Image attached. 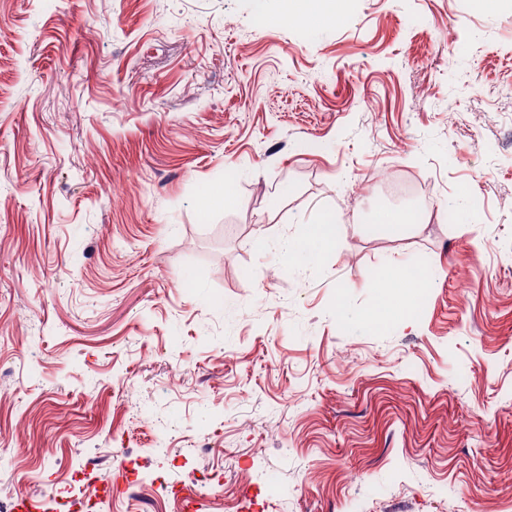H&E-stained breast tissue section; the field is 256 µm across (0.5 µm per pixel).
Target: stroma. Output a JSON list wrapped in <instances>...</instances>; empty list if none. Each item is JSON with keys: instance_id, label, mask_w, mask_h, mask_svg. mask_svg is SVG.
I'll return each mask as SVG.
<instances>
[{"instance_id": "stroma-1", "label": "stroma", "mask_w": 512, "mask_h": 512, "mask_svg": "<svg viewBox=\"0 0 512 512\" xmlns=\"http://www.w3.org/2000/svg\"><path fill=\"white\" fill-rule=\"evenodd\" d=\"M511 138L512 0H0V472L110 512H181L128 454L205 472L199 512H504ZM384 173L434 187L420 223H375ZM311 225L307 236L302 240L286 241L282 248L293 254L297 260L305 261L323 249L336 245V221L332 217H324Z\"/></svg>"}]
</instances>
